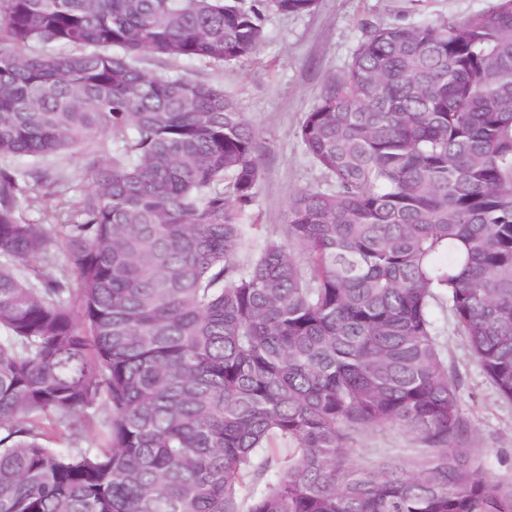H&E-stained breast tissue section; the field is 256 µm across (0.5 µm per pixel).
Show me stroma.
Wrapping results in <instances>:
<instances>
[{"label": "stroma", "instance_id": "1", "mask_svg": "<svg viewBox=\"0 0 512 512\" xmlns=\"http://www.w3.org/2000/svg\"><path fill=\"white\" fill-rule=\"evenodd\" d=\"M493 0H319L314 12L270 16L257 53L225 66L206 62L176 64L160 55L144 56L149 73L182 74L209 82L232 97L258 132L263 166L258 201L245 217L254 242L284 236L288 197L322 183L318 168L297 138L305 112L325 85L348 64L365 23H414L464 19L492 6ZM448 365L458 379V395L469 430V445L481 465L512 486V403L502 402L466 351L460 336L445 330ZM358 460L383 454L414 467L424 443L396 429L354 433L350 443Z\"/></svg>", "mask_w": 512, "mask_h": 512}]
</instances>
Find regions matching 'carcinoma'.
I'll list each match as a JSON object with an SVG mask.
<instances>
[{
	"label": "carcinoma",
	"instance_id": "carcinoma-1",
	"mask_svg": "<svg viewBox=\"0 0 512 512\" xmlns=\"http://www.w3.org/2000/svg\"><path fill=\"white\" fill-rule=\"evenodd\" d=\"M317 3L0 0V512H512L438 342L446 310L512 403V0L365 26L298 129L323 185L245 264L256 128L136 65L232 64ZM108 137L70 199L44 161ZM102 405L97 447L59 446ZM389 428L414 468L352 457ZM357 460H372L380 455L398 456L411 469L425 452L426 445L418 438L397 429L383 431L364 430L353 434L350 443Z\"/></svg>",
	"mask_w": 512,
	"mask_h": 512
}]
</instances>
